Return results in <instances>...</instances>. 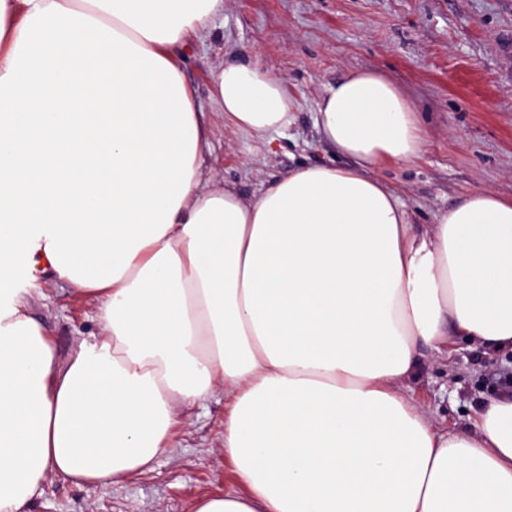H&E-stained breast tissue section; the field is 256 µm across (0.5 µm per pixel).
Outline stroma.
<instances>
[{
  "mask_svg": "<svg viewBox=\"0 0 512 512\" xmlns=\"http://www.w3.org/2000/svg\"><path fill=\"white\" fill-rule=\"evenodd\" d=\"M283 78L296 101L293 123L271 143L225 126L213 73L227 52ZM179 65L211 119L203 167L254 197L262 181L302 165L345 164L317 133L323 89L347 71H378L419 113L426 144L411 163L377 174L401 195L415 223H433L466 193L512 196V0H224L209 36L188 44ZM31 308L66 359L99 335L97 304L54 275L20 279ZM449 363L426 361L407 383L412 398L445 430L467 427L506 387L512 367L456 341ZM223 394L183 410L173 446L151 472L110 485L49 480L23 512H190L199 498L236 490L224 457Z\"/></svg>",
  "mask_w": 512,
  "mask_h": 512,
  "instance_id": "stroma-1",
  "label": "stroma"
}]
</instances>
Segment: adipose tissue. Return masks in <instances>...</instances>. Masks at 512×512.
Returning <instances> with one entry per match:
<instances>
[{
    "label": "adipose tissue",
    "mask_w": 512,
    "mask_h": 512,
    "mask_svg": "<svg viewBox=\"0 0 512 512\" xmlns=\"http://www.w3.org/2000/svg\"><path fill=\"white\" fill-rule=\"evenodd\" d=\"M224 0H0V512L53 477L151 471L182 408L223 390L238 491L192 512H512V395L438 428L404 382L449 335L512 352V198L418 224L376 174L425 130L390 78L348 72L316 128L347 165L205 176L206 114L174 50ZM224 123L289 127L284 81L229 52ZM98 303L66 361L18 275Z\"/></svg>",
    "instance_id": "ef3b65f1"
}]
</instances>
